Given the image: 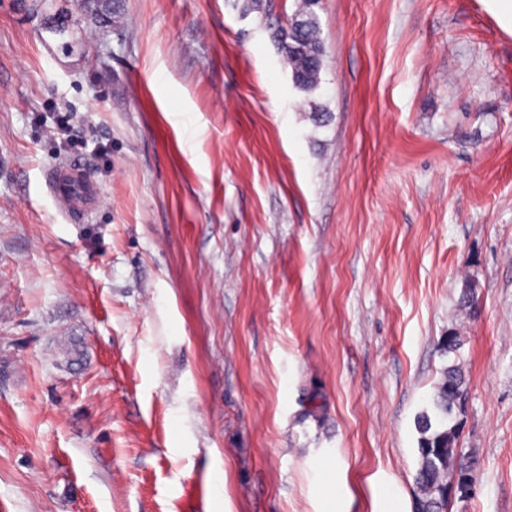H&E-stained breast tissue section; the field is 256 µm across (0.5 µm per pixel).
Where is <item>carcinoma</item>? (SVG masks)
Returning a JSON list of instances; mask_svg holds the SVG:
<instances>
[{"label":"carcinoma","mask_w":512,"mask_h":512,"mask_svg":"<svg viewBox=\"0 0 512 512\" xmlns=\"http://www.w3.org/2000/svg\"><path fill=\"white\" fill-rule=\"evenodd\" d=\"M316 3L317 0H297L288 26L280 31L282 54L294 85L303 91H311L321 82L324 45L313 10ZM466 388V377L457 364L444 367L431 409L417 416L415 512H448L450 499L466 501L471 496L474 461L458 448L457 427L452 424Z\"/></svg>","instance_id":"obj_1"}]
</instances>
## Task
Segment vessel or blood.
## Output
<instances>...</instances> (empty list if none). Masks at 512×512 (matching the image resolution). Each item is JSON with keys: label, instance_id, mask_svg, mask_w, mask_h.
<instances>
[{"label": "vessel or blood", "instance_id": "obj_1", "mask_svg": "<svg viewBox=\"0 0 512 512\" xmlns=\"http://www.w3.org/2000/svg\"><path fill=\"white\" fill-rule=\"evenodd\" d=\"M46 184L58 213L67 220L88 221L101 192L85 162L68 159L46 176Z\"/></svg>", "mask_w": 512, "mask_h": 512}]
</instances>
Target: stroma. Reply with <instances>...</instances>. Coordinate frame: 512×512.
<instances>
[{
	"instance_id": "35a3bbf8",
	"label": "stroma",
	"mask_w": 512,
	"mask_h": 512,
	"mask_svg": "<svg viewBox=\"0 0 512 512\" xmlns=\"http://www.w3.org/2000/svg\"><path fill=\"white\" fill-rule=\"evenodd\" d=\"M295 9L123 0L69 46L0 0V512H414L453 363L448 512H512V0H319L309 92ZM318 0H298L288 26L280 31L282 54L291 69L294 85L311 91L321 82L324 45L313 6ZM300 21V25L295 24ZM46 184L57 212L65 220L87 222L101 200L100 188L81 160L59 163L46 175ZM466 388L461 368L455 363L445 366L435 386L431 409L417 416L420 437L414 478L415 512H447L450 499L467 501L471 496L475 462L458 448L457 425H448L461 408ZM448 473H452L450 479Z\"/></svg>"
}]
</instances>
